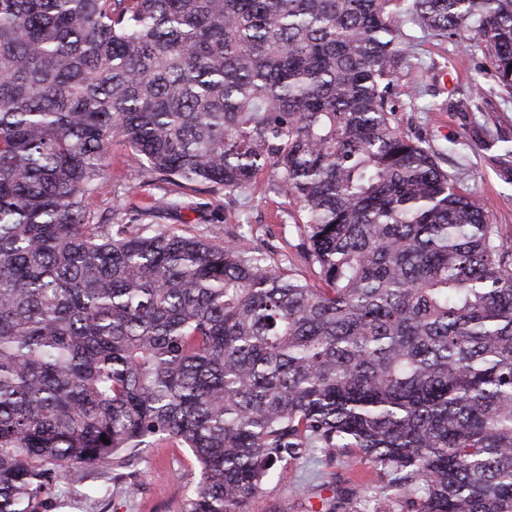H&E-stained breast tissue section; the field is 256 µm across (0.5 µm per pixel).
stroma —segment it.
<instances>
[{"label": "stroma", "instance_id": "obj_1", "mask_svg": "<svg viewBox=\"0 0 512 512\" xmlns=\"http://www.w3.org/2000/svg\"><path fill=\"white\" fill-rule=\"evenodd\" d=\"M392 22L413 43L411 57L395 80L393 104L400 128L442 149V166L456 186L484 207L493 223L512 230V183L504 180L483 145L489 128L512 139V95L497 85L485 43L473 36L462 46L424 31L402 5L395 7ZM476 80L484 87L476 108L448 110V100L468 94ZM106 164L107 187L90 204L102 223L120 221L127 206L149 207L171 191L170 184L146 181L141 165L123 146H113ZM265 183V177H258L244 210L226 209L224 194H203L194 198L197 211L168 214L161 225L179 228L191 221L196 231L221 242L233 232L238 217H245L257 227L271 228L270 244L286 248L291 268L310 276L297 248V231L287 222L288 205L266 193ZM198 480L191 452L161 442L149 449L144 461L114 475L108 500H90L82 485L60 481L55 512H181L185 486ZM385 485L375 467L360 457L331 459L323 449L313 448L250 497L246 512H361L368 500L386 495ZM131 487L136 490L132 496L127 493Z\"/></svg>", "mask_w": 512, "mask_h": 512}]
</instances>
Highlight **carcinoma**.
<instances>
[{
    "label": "carcinoma",
    "mask_w": 512,
    "mask_h": 512,
    "mask_svg": "<svg viewBox=\"0 0 512 512\" xmlns=\"http://www.w3.org/2000/svg\"><path fill=\"white\" fill-rule=\"evenodd\" d=\"M400 2L0 0V512L162 439L200 466L184 512H244L309 448L388 477L366 512H512V235L396 121ZM409 2L512 95V0ZM116 143L179 191L109 226ZM261 172L319 284L251 224L154 229Z\"/></svg>",
    "instance_id": "obj_1"
}]
</instances>
